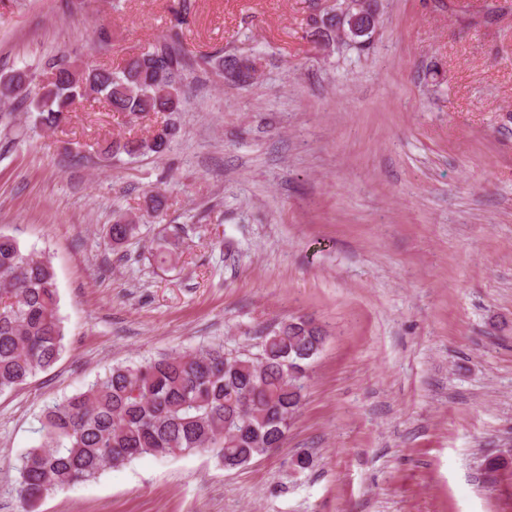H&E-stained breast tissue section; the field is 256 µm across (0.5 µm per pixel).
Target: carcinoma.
<instances>
[{
    "instance_id": "carcinoma-1",
    "label": "carcinoma",
    "mask_w": 512,
    "mask_h": 512,
    "mask_svg": "<svg viewBox=\"0 0 512 512\" xmlns=\"http://www.w3.org/2000/svg\"><path fill=\"white\" fill-rule=\"evenodd\" d=\"M194 0H178L170 32L117 68L82 67L66 55L45 63L42 77L25 68L0 74V100L28 105L33 125L52 130L76 101L103 102L110 111L166 120L148 138L106 140L99 155L110 160L160 156L180 132L169 116L183 111L184 80L194 66L210 69L229 86L255 78L256 61L219 49L190 56L181 41ZM336 23L309 19L318 45L336 41ZM166 197L152 191L144 215H120L108 230L114 251L138 239L143 217L159 219ZM156 261L174 266L183 253L178 229L165 227L153 242ZM326 332L298 316L260 336L255 350L213 342L112 366L85 388L44 408L40 441L16 471L19 512H31L44 495L88 481L106 469L151 455L210 453L224 467L248 464L281 447L304 398L306 370ZM59 292L52 260L24 249L0 232V393L48 370L65 350Z\"/></svg>"
}]
</instances>
